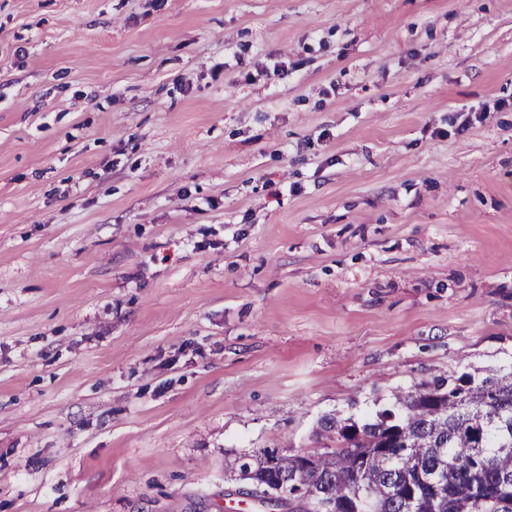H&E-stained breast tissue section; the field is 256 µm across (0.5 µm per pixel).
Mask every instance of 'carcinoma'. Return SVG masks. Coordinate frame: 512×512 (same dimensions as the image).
<instances>
[{"mask_svg": "<svg viewBox=\"0 0 512 512\" xmlns=\"http://www.w3.org/2000/svg\"><path fill=\"white\" fill-rule=\"evenodd\" d=\"M448 398L446 377L413 384L360 421L334 414L319 435L335 447L311 455L267 449L239 457L264 490L288 488L295 512H512V362Z\"/></svg>", "mask_w": 512, "mask_h": 512, "instance_id": "obj_1", "label": "carcinoma"}]
</instances>
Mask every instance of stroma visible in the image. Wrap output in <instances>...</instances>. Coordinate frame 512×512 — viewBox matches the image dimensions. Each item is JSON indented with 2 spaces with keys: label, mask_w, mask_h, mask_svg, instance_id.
<instances>
[{
  "label": "stroma",
  "mask_w": 512,
  "mask_h": 512,
  "mask_svg": "<svg viewBox=\"0 0 512 512\" xmlns=\"http://www.w3.org/2000/svg\"><path fill=\"white\" fill-rule=\"evenodd\" d=\"M510 362L512 0H0V512Z\"/></svg>",
  "instance_id": "1"
}]
</instances>
